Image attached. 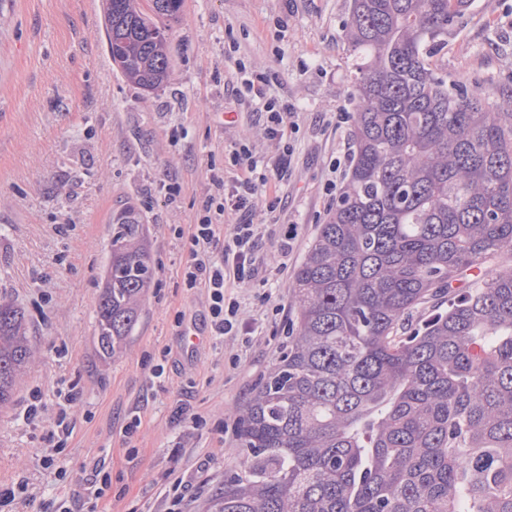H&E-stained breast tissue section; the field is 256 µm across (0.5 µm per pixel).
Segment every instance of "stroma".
<instances>
[{
  "mask_svg": "<svg viewBox=\"0 0 512 512\" xmlns=\"http://www.w3.org/2000/svg\"><path fill=\"white\" fill-rule=\"evenodd\" d=\"M350 0H184L168 39L171 77L145 90L112 68L101 0H0V296L24 312L37 357L0 408V486L26 483L31 502L0 512H55L83 493L90 458L104 456L114 493L107 512H164L168 473L189 486L183 512L222 486L235 464L237 411L288 344V282L334 201L331 161L351 144L336 115L351 111L352 59L343 28ZM449 81L479 88L485 104L512 100V0H470L437 47ZM265 77L264 96L288 102L296 127L281 204L258 241L253 283L235 287L250 343L208 336L203 292L184 287L183 239L214 192L209 165L245 144L277 155L266 115L238 92L239 67ZM145 217L156 268L143 319L125 353L101 361L94 323L110 255L112 214ZM296 233L282 255L279 239ZM183 324H176V315ZM163 383H150V365ZM38 418L26 421L32 392ZM78 393L74 430L56 468L36 454L59 409ZM186 403L210 421H174ZM141 424L133 438L122 427ZM223 421L216 429L214 421ZM181 442L173 453V442Z\"/></svg>",
  "mask_w": 512,
  "mask_h": 512,
  "instance_id": "1",
  "label": "stroma"
}]
</instances>
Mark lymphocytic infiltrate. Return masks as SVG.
<instances>
[{
    "label": "lymphocytic infiltrate",
    "mask_w": 512,
    "mask_h": 512,
    "mask_svg": "<svg viewBox=\"0 0 512 512\" xmlns=\"http://www.w3.org/2000/svg\"><path fill=\"white\" fill-rule=\"evenodd\" d=\"M263 110L267 114V135L281 147L274 162V171L281 177L291 163L285 143L286 130L294 114L288 104L272 100L264 102ZM230 165L236 168V175H226L224 170L216 168L210 173L216 192L186 238L187 260L183 268L185 287L206 291L210 334L219 341L256 331L255 326L242 321L240 302L237 297L226 294L225 286L230 278L243 285L253 280L261 227L252 223L251 217L260 210L270 215L278 208L277 200L262 196L268 177L259 172L258 162L248 147L232 151ZM229 214L240 215V222L225 225L224 219ZM87 469L83 499L74 506L63 507L62 512H99L100 501L112 488V477L105 468L104 458L99 456L90 459Z\"/></svg>",
    "instance_id": "obj_1"
}]
</instances>
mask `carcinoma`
<instances>
[{"instance_id": "1", "label": "carcinoma", "mask_w": 512, "mask_h": 512, "mask_svg": "<svg viewBox=\"0 0 512 512\" xmlns=\"http://www.w3.org/2000/svg\"><path fill=\"white\" fill-rule=\"evenodd\" d=\"M103 0L112 66L170 76L183 0ZM469 0H351L352 162L288 283V349L238 411L202 512H512V105L448 84L435 43ZM156 270L142 212L112 215L94 346L120 358ZM430 305L417 324L411 313ZM37 351L0 299V406Z\"/></svg>"}]
</instances>
